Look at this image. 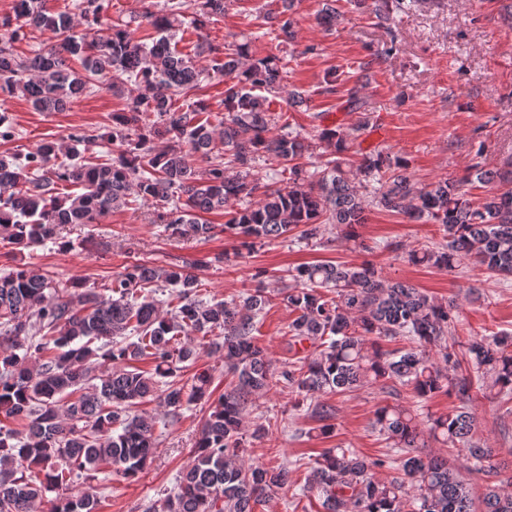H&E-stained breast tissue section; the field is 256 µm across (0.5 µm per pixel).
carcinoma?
<instances>
[{"label": "carcinoma", "mask_w": 512, "mask_h": 512, "mask_svg": "<svg viewBox=\"0 0 512 512\" xmlns=\"http://www.w3.org/2000/svg\"><path fill=\"white\" fill-rule=\"evenodd\" d=\"M111 0H82L80 17L52 10L47 0H13L0 17V93H21L39 112H61L96 85L129 93L112 113V127L94 135L44 139L17 157L0 156V236L17 247L51 241L65 224H97L141 200L155 205L154 223L170 235L199 240L217 231L240 239L252 251L279 239L313 243L325 226L343 238L374 205L414 221L440 225L444 244L408 251L414 265L452 270L474 264L492 274L512 275V161L508 173L481 162L462 178L413 182L402 157L382 151L361 154L351 168L348 152L370 125L366 113L349 127L319 126V143L335 158L314 171L304 159L312 142L297 133L271 134L268 95L281 90L282 61L255 59L249 44L231 52L207 41L202 29L224 14L225 0H147L142 13L157 33L152 45L137 41L128 25L108 22ZM293 0L268 17L277 36H294ZM190 21L198 32L200 66L172 45L171 36ZM107 25L88 38L86 29ZM47 32L53 41L32 55L14 53L25 29ZM80 60L82 71L68 65ZM227 78L224 121L212 127L202 98L183 110L176 98L196 95L205 74ZM98 139L112 143L110 162L84 160L78 146ZM69 161L59 160V155ZM267 157L265 177L255 163ZM207 163L203 170L196 161ZM477 180L496 185L474 205L464 186ZM81 192L73 194L67 188ZM222 212L212 224L205 216ZM186 265L134 263L116 274L104 297L78 279L55 282L27 264L0 277V512H98L96 495L70 486L91 471L109 468L129 480L152 458L157 445L153 418L134 411L158 400L175 417L184 406L209 403L188 465L162 501L159 512H255V506L288 487V469L244 459L245 416L253 397L284 386L301 399L396 383L428 399L444 392L460 406L421 415L395 402L375 410L374 428L398 453L403 477L379 480L381 458L353 448L321 453L306 479L325 512H512V490L489 482L475 506L459 469L440 457L414 453L429 440L465 452L466 469L497 477L504 469L493 449L473 441L474 413L468 404L492 394H512V332L492 336L457 333L458 306L430 296L406 281H393L369 262L299 265L295 288L277 292L294 313L293 344H309L297 363L276 368L255 343L257 319L272 302L264 272L231 299H204L197 270ZM170 288L176 303L163 312L151 293ZM211 337L210 354L224 359L233 376L219 395L209 370L191 381L181 369L195 364ZM405 337L406 350L384 351L378 339ZM150 360L143 370L136 363ZM319 434L334 432L336 408L312 405Z\"/></svg>", "instance_id": "1"}]
</instances>
